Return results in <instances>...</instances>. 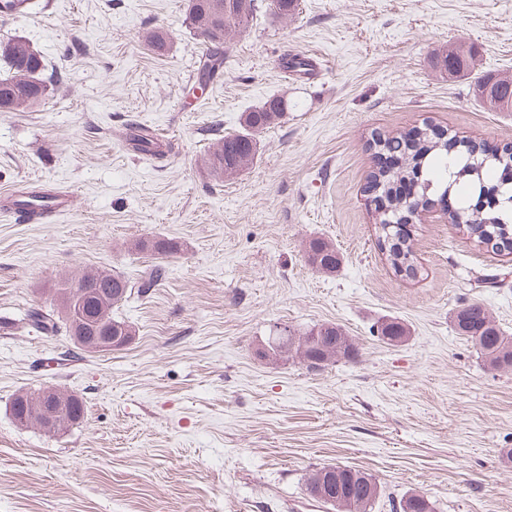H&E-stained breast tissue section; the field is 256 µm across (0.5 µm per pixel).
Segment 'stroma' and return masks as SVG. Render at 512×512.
<instances>
[{
	"label": "stroma",
	"instance_id": "stroma-1",
	"mask_svg": "<svg viewBox=\"0 0 512 512\" xmlns=\"http://www.w3.org/2000/svg\"><path fill=\"white\" fill-rule=\"evenodd\" d=\"M37 3L0 17V41L29 42L53 80L41 105L0 112V194L63 184L77 199L57 222L0 219V512H327L305 483L336 464L377 479L372 512L419 491L435 512H512V371L486 367L452 322L479 302L512 338V255L424 214L416 273H395L366 193L377 134L512 145V113L474 92L512 74V0H299L286 19L259 0L207 83L188 0ZM459 40L478 66L451 78L433 57ZM298 51L320 56L319 79L279 72ZM271 98L285 112L253 165L211 180L204 152ZM136 123L171 151L138 156ZM156 236L180 250L144 293L154 262L132 244ZM313 236L336 245L335 273L307 263ZM90 270L130 282L126 347L79 350L24 321ZM388 319L409 330L400 345L376 334ZM319 324L357 359L259 356L275 331ZM47 387L86 404L66 433L11 416L15 394Z\"/></svg>",
	"mask_w": 512,
	"mask_h": 512
}]
</instances>
